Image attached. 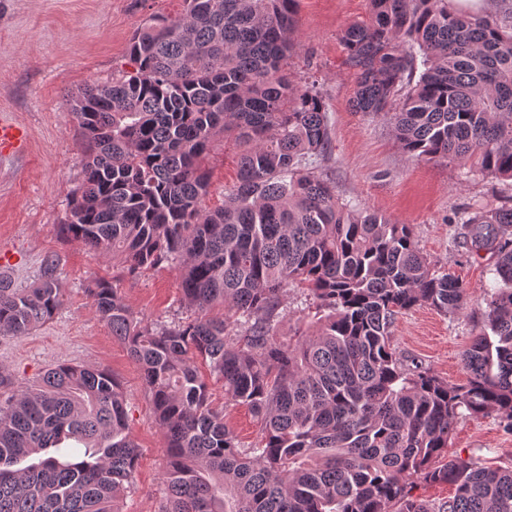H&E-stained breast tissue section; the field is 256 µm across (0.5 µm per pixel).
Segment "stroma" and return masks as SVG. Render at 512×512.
Here are the masks:
<instances>
[{
	"mask_svg": "<svg viewBox=\"0 0 512 512\" xmlns=\"http://www.w3.org/2000/svg\"><path fill=\"white\" fill-rule=\"evenodd\" d=\"M182 10V0H0V119L25 134L19 147L0 155V272L25 287L34 282L45 256L58 255L64 294L62 309L28 335H0V370L18 386L36 384L63 363L112 374L124 393L140 452L120 512H163L165 441L141 369L100 321L84 285L95 276L109 279L134 315L150 323L171 322L187 310L179 301L178 265L132 278L120 259L59 234L84 163L65 101L86 85L133 71L129 42L136 28L150 15L175 16ZM369 17V0H298L288 75L298 86L316 83L325 99L330 148L313 159V166L328 172L342 199L411 225L423 254L466 286L468 303L461 312L445 315L418 306L399 316L392 328L401 360L461 385L467 381L462 353L484 323L496 262L495 254L466 246L463 222L478 207L512 199V181L489 178L457 160L411 159L383 116L352 111L355 75L344 63L340 36ZM240 152L233 136L213 142L205 159L211 172L207 208L223 205ZM207 382L226 424L243 444L255 442L259 423L248 407L225 403L222 380L211 376ZM446 457L510 467L512 433L503 431L494 414L459 418Z\"/></svg>",
	"mask_w": 512,
	"mask_h": 512,
	"instance_id": "1",
	"label": "stroma"
}]
</instances>
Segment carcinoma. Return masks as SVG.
Returning <instances> with one entry per match:
<instances>
[{
  "label": "carcinoma",
  "instance_id": "carcinoma-1",
  "mask_svg": "<svg viewBox=\"0 0 512 512\" xmlns=\"http://www.w3.org/2000/svg\"><path fill=\"white\" fill-rule=\"evenodd\" d=\"M455 2L370 0L369 21L341 34L352 108L387 117L414 158L512 180V6ZM183 4L135 30L133 72L67 99L85 162L58 225L130 276L181 264L193 314L169 325L136 318L104 278L85 286L143 373L165 440L164 512H512V467L436 465L463 415L496 413L512 433V206L464 221L472 249L498 256L486 323L462 356L467 382L404 366L398 316L458 313L467 290L409 225L342 202L307 168L330 136L320 93L286 72L297 0ZM227 132L241 147L237 182L209 209L202 159ZM58 266L46 256L29 288L0 277L1 335L61 309ZM290 283L315 309L294 341L278 336ZM198 357L260 419L257 444L226 428ZM138 457L112 375L60 364L0 407V512H119ZM416 479L454 494L428 504L411 495Z\"/></svg>",
  "mask_w": 512,
  "mask_h": 512
}]
</instances>
